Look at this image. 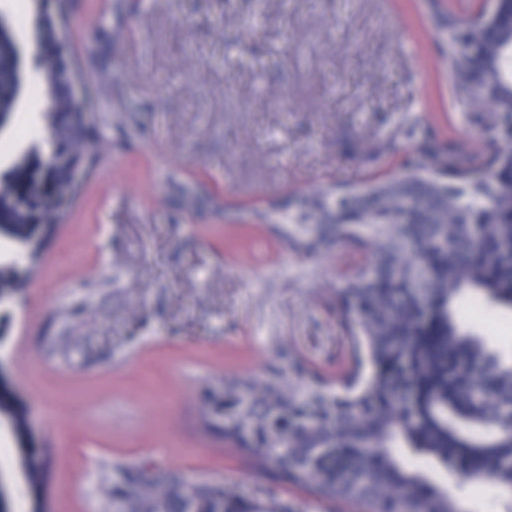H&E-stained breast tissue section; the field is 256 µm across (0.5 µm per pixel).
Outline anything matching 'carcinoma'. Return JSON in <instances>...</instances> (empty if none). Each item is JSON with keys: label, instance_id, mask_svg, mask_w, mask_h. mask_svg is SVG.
Returning <instances> with one entry per match:
<instances>
[{"label": "carcinoma", "instance_id": "obj_1", "mask_svg": "<svg viewBox=\"0 0 512 512\" xmlns=\"http://www.w3.org/2000/svg\"><path fill=\"white\" fill-rule=\"evenodd\" d=\"M438 25L455 99L474 110L483 133L501 139V120L512 116V29L465 22L451 9ZM35 26L51 95L69 56L45 16ZM17 57V43L0 36L5 119L22 91ZM45 117L60 131L57 153L91 167L98 134L85 125L72 135L63 106ZM39 158L31 148L0 174V225L24 243L28 224L58 223L19 212ZM274 214L292 250L342 246L359 258L331 303L351 352L336 377L346 394L292 355L263 383L227 379L214 389L235 408L224 442L275 480L358 512H463L447 489L406 469L395 448L512 493V358L489 349L463 315L467 305L512 310V138L495 151L419 141L396 175L291 197ZM21 461L40 484L41 464L24 448ZM112 499L115 512H296L150 468L114 467Z\"/></svg>", "mask_w": 512, "mask_h": 512}]
</instances>
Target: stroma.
<instances>
[{
	"label": "stroma",
	"mask_w": 512,
	"mask_h": 512,
	"mask_svg": "<svg viewBox=\"0 0 512 512\" xmlns=\"http://www.w3.org/2000/svg\"><path fill=\"white\" fill-rule=\"evenodd\" d=\"M448 0H65L63 40L78 93L104 141L26 287L0 301V378L29 434L0 425L7 512H112L114 466H153L216 482L244 501L297 512L348 504L275 483L224 441V407L201 405L222 381L262 382L288 353L335 373L347 355L329 308L345 249L308 258L261 221L289 193L356 184L399 167L414 138H478L453 98L433 16ZM36 0H0L26 58ZM0 131V172L45 147L46 94L31 73ZM145 126L146 137L114 123ZM400 151L371 159L379 145ZM199 197L180 208L181 189ZM512 354V312L471 321ZM42 450L32 490L18 448ZM410 466L469 512H506L493 483Z\"/></svg>",
	"instance_id": "1"
}]
</instances>
